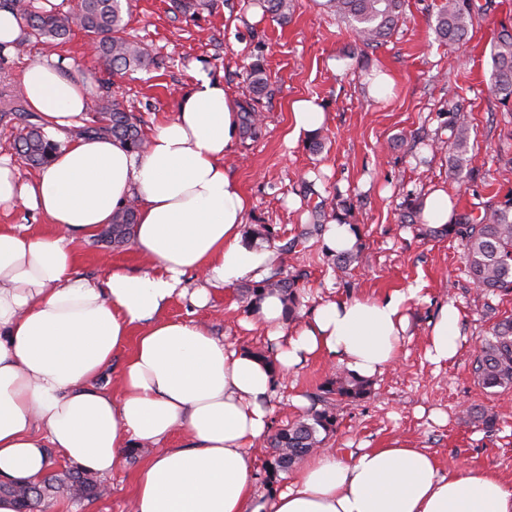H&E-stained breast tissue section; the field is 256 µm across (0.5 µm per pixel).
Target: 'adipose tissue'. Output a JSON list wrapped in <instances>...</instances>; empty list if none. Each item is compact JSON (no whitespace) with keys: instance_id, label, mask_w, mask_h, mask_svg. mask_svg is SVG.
<instances>
[{"instance_id":"adipose-tissue-1","label":"adipose tissue","mask_w":512,"mask_h":512,"mask_svg":"<svg viewBox=\"0 0 512 512\" xmlns=\"http://www.w3.org/2000/svg\"><path fill=\"white\" fill-rule=\"evenodd\" d=\"M22 89L63 145L27 180L0 156V206L23 205L49 224L39 235L0 224V482L38 481L52 448L107 475L129 449L150 447L130 512H512V485L497 474L445 473L430 452L398 443L349 459L312 454L296 480L258 495L249 449L271 428L268 366L203 323L164 315L174 296L202 308L214 291L269 271L273 253L245 239L249 202L224 168L238 140L236 102L221 79H201L137 152L108 136H73L93 89L69 66H27ZM131 200L143 270L79 275L80 247ZM416 294L325 301L292 326L269 295L258 319L280 373L322 356L370 379L394 363ZM459 322L442 306L433 362L455 356ZM134 328L116 388L101 386ZM178 431L185 446L166 447Z\"/></svg>"}]
</instances>
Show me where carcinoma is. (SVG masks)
<instances>
[{
	"label": "carcinoma",
	"instance_id": "1",
	"mask_svg": "<svg viewBox=\"0 0 512 512\" xmlns=\"http://www.w3.org/2000/svg\"><path fill=\"white\" fill-rule=\"evenodd\" d=\"M23 19L28 37L38 42L58 45L75 31H80L95 45V55L106 70L125 75L145 70L153 63L146 47L127 36L129 6L125 0H80L77 9L64 10L57 6L45 8L40 0H0ZM264 13L285 22L293 10V0H258ZM405 0H325L322 7L336 19L346 23L357 39L367 47H377L390 37L404 21ZM491 0H445L435 17L434 33L438 41L457 43L469 33L474 20L487 15ZM252 97L239 102V129L242 138L251 139L260 130L258 101L267 93L268 78L260 61L250 67ZM491 91L501 103L512 101V31L502 29L497 37L491 73ZM23 127L16 149L32 167L47 165L58 150L59 143L50 139L43 125L33 121L35 115L26 111L21 100L11 106ZM91 125L79 130V135L107 134L134 151L143 148L145 139L141 121L115 99L100 96L93 100ZM441 127L450 131L441 146L448 148L449 164L459 172L471 162L470 127L463 108L456 104L441 113ZM352 206L344 200L326 211L325 200L311 210V223L301 235L281 246L278 230L271 224H259L249 232V238L261 239L276 247L268 275L259 282L248 281L241 286V299L248 311L255 312L267 294H278L285 302V316L294 318L300 305L298 276L286 273L282 256L296 252L312 236L324 234L329 220L350 223ZM405 222L421 226L426 237L443 238L460 235L466 241L464 255L473 285L483 294L512 293V193L488 204L478 215L463 214L454 224L433 227L423 223L418 199H407ZM136 224V208L128 204L115 213L104 237L115 246L128 243ZM362 242L350 251L334 254L337 268L347 269L359 259ZM472 371L485 388H512V317L496 321L485 337ZM372 382L350 372L338 373L326 380L315 394L311 411L293 423L278 429L269 437L272 448L267 462L269 478L295 468L313 451L323 447L326 437L335 429V406L342 401L356 402L369 396ZM100 485L87 471L79 467L56 469L49 466L44 477L27 486L0 484V494L14 497L17 512H44L45 502L53 497L69 495L95 498Z\"/></svg>",
	"mask_w": 512,
	"mask_h": 512
}]
</instances>
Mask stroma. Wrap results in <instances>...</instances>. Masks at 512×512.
Returning <instances> with one entry per match:
<instances>
[{
    "label": "stroma",
    "mask_w": 512,
    "mask_h": 512,
    "mask_svg": "<svg viewBox=\"0 0 512 512\" xmlns=\"http://www.w3.org/2000/svg\"><path fill=\"white\" fill-rule=\"evenodd\" d=\"M441 2L407 0L404 22L389 42L371 49L325 13L319 0H295L292 15L282 23L264 17L252 0H214L213 8L194 17L176 11L172 0H131L128 32L147 45L154 63L113 78L108 95L141 117L149 135L173 115L179 93L200 75L221 78L233 100L248 96L249 68L262 60L269 82L260 104L262 133L237 142L224 160L249 200L246 228L274 224L286 237L296 235L309 221L303 183L312 181L322 196L348 198L364 248L357 266L345 275L328 260L323 238L286 255L289 270L303 275V309L329 299L417 291L407 304L409 327L398 343L396 363L373 377L368 398L337 405L328 448L348 457L398 442L428 450L441 468L490 471L512 482V388H484L471 369L489 327L512 316V294H479L464 271L461 239H426L401 221L410 194L443 190L455 212L464 213L493 195L512 192V103L501 104L489 90L493 44L502 26H512V0H494L467 39L448 46L432 30ZM58 56L68 58L88 81L100 74L79 32L56 47L30 41L23 52L0 56V155L11 156L26 178L36 170L16 154L20 125L9 112L10 102L21 91L26 66ZM379 73L392 80L382 98L370 92ZM299 98L317 100L326 114L320 153L311 152L306 140L288 142L291 104ZM455 101L463 102L470 116L471 165L479 171L474 179L451 172L447 154L417 155L410 148L414 133L438 131L439 113ZM111 264L142 268L133 246L115 249L97 237L82 247L79 270L86 277L101 278ZM446 304L461 315L459 348L454 358L435 364L427 356L429 336ZM165 315L205 322L215 335L243 349L269 345L234 287L213 295L203 309L175 297ZM335 371L327 359L313 358L279 376L273 428L306 412L310 394ZM472 406L496 414L494 430L465 417ZM140 464L129 457L107 475L111 495L94 501L57 499L46 512H128Z\"/></svg>",
    "instance_id": "1"
}]
</instances>
